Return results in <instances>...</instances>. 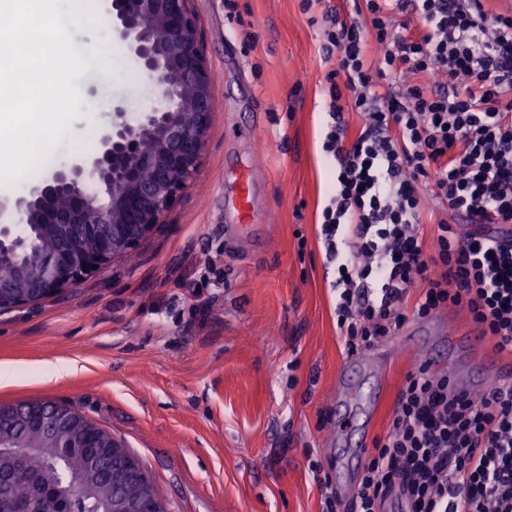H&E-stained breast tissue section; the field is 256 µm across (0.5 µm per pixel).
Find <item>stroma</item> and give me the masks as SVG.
<instances>
[{
  "mask_svg": "<svg viewBox=\"0 0 512 512\" xmlns=\"http://www.w3.org/2000/svg\"><path fill=\"white\" fill-rule=\"evenodd\" d=\"M66 16L75 43L97 40L96 67L73 84L81 94L46 161L25 188L93 153L97 131L121 104L129 119L155 90L110 22ZM216 110L195 179L164 224L133 257L115 260L75 287L0 309V362L18 372L0 404L53 400L107 430L152 477L167 512H326L322 482L356 483L350 416L355 383L381 389L368 438L389 430L396 395L435 348L437 373L463 377L486 355L512 365L492 340L464 338L467 310L440 313L448 335L409 318L414 346L347 354L336 328V267L319 238L331 182L322 153L324 90L335 60L322 51L320 8L302 0H192ZM255 126L256 138L237 135ZM256 166L267 218L234 223L224 192ZM220 288L202 287L208 271ZM75 365L59 380L44 375Z\"/></svg>",
  "mask_w": 512,
  "mask_h": 512,
  "instance_id": "1",
  "label": "stroma"
}]
</instances>
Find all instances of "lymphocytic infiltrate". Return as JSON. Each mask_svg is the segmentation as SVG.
<instances>
[{"instance_id":"1","label":"lymphocytic infiltrate","mask_w":512,"mask_h":512,"mask_svg":"<svg viewBox=\"0 0 512 512\" xmlns=\"http://www.w3.org/2000/svg\"><path fill=\"white\" fill-rule=\"evenodd\" d=\"M484 0H304L335 58L322 144L334 192L322 211L336 262V326L348 353L409 317L467 309L512 350V14ZM363 122L350 135L340 104ZM447 205L425 244L427 200ZM350 512H512V384L454 392L420 368L376 439Z\"/></svg>"}]
</instances>
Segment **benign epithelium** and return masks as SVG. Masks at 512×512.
<instances>
[{
    "mask_svg": "<svg viewBox=\"0 0 512 512\" xmlns=\"http://www.w3.org/2000/svg\"><path fill=\"white\" fill-rule=\"evenodd\" d=\"M117 30L156 91L154 104L130 123L123 107L98 130L99 150L55 171L16 202L28 224L49 225V235L27 258L41 263L34 295L50 298L122 258L152 236L196 176L215 102L190 0H112ZM51 437L71 428L97 441L103 459L129 457L108 431L63 404L47 420ZM19 469H0V509L15 504L5 494ZM134 483L127 495L121 487ZM112 512H166L156 487L131 460L112 472Z\"/></svg>",
    "mask_w": 512,
    "mask_h": 512,
    "instance_id": "obj_1",
    "label": "benign epithelium"
}]
</instances>
